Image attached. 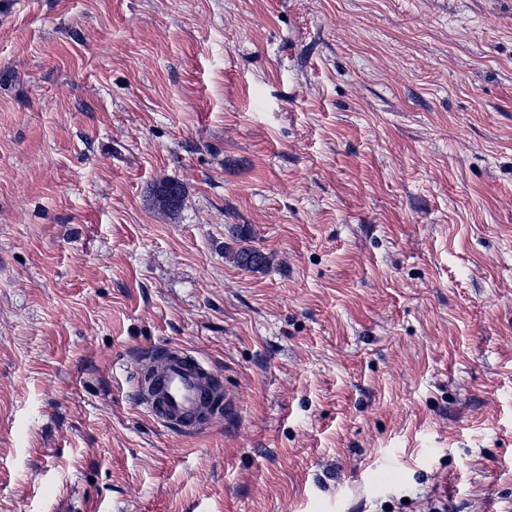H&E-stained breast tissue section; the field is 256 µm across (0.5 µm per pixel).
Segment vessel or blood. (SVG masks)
Instances as JSON below:
<instances>
[{
	"mask_svg": "<svg viewBox=\"0 0 512 512\" xmlns=\"http://www.w3.org/2000/svg\"><path fill=\"white\" fill-rule=\"evenodd\" d=\"M205 359L180 348H169L148 391L138 394L139 404L163 425L185 434L205 430L213 415L212 403L227 404L222 387Z\"/></svg>",
	"mask_w": 512,
	"mask_h": 512,
	"instance_id": "b4317fda",
	"label": "vessel or blood"
}]
</instances>
